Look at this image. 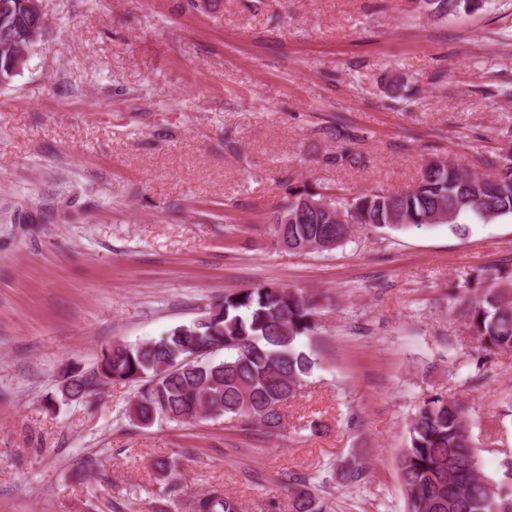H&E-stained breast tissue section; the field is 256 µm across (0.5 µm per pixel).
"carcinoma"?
Returning a JSON list of instances; mask_svg holds the SVG:
<instances>
[{
    "label": "carcinoma",
    "instance_id": "1",
    "mask_svg": "<svg viewBox=\"0 0 512 512\" xmlns=\"http://www.w3.org/2000/svg\"><path fill=\"white\" fill-rule=\"evenodd\" d=\"M22 0H0V74L9 77L13 58L28 46L13 30V15ZM438 16L484 10L491 0H419ZM331 165L352 168L365 162L353 148L326 157ZM498 170L483 180L471 169L431 159L418 183L401 192L372 189L355 196L336 188L323 191L306 184L293 190L269 224L274 240L290 251H332L350 234L351 225L336 222L341 212L374 229L408 225H456L474 217L484 223L512 216V155L485 159ZM323 208L304 207L307 200ZM288 223H281L282 215ZM480 290L460 297L461 314L479 342L483 359L512 352V272L493 268L483 275ZM200 319L177 325L164 336L120 343L105 350L97 364L70 376L69 398L79 399L115 381L139 387L128 408L133 423L157 420L186 423L208 411L232 416L244 429L254 423L269 436L283 429L282 407L303 388L318 367L315 344L320 313L316 303L290 288L258 286L224 295ZM200 360L183 363L197 350ZM224 352L216 361L212 355ZM178 369H173V366ZM407 512H512V472L501 463L503 478L488 477L472 441L471 424L460 402L436 393L412 414L407 445L397 461ZM371 462L360 449L337 466L328 481L354 488L366 483ZM293 512H325L308 487L313 477H291ZM194 512H239L238 502L223 493L200 497Z\"/></svg>",
    "mask_w": 512,
    "mask_h": 512
}]
</instances>
